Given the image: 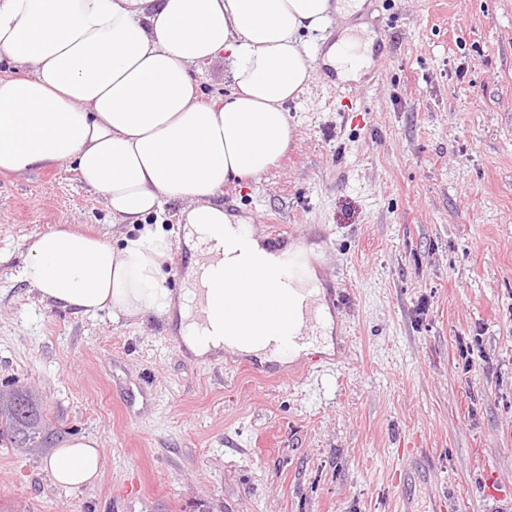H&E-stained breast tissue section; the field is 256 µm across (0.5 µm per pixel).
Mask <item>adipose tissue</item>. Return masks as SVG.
<instances>
[{"instance_id": "adipose-tissue-1", "label": "adipose tissue", "mask_w": 512, "mask_h": 512, "mask_svg": "<svg viewBox=\"0 0 512 512\" xmlns=\"http://www.w3.org/2000/svg\"><path fill=\"white\" fill-rule=\"evenodd\" d=\"M362 8V0H0V58L12 65L0 75V172L74 161L113 218L143 226L117 249L66 225L33 239L23 279L41 301L80 314L105 310L116 320H177L197 357L230 351L284 364L300 356L266 339L293 329L280 315L290 301L281 260H299L297 285L308 288L314 271L307 249L270 248L213 197L232 178L266 173L287 150L286 105L313 69L300 32H323L332 17ZM371 54V41L344 34L325 63L349 79L369 66ZM219 57L234 91L218 106L200 101L191 70ZM170 202L184 204L186 224L208 235L238 225L265 259L230 283L223 267L213 268L207 303L220 335L195 334V289L176 297L163 284L171 240L144 219ZM47 466L59 486L93 484L98 444L66 440Z\"/></svg>"}]
</instances>
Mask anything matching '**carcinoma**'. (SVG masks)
<instances>
[{"instance_id": "1", "label": "carcinoma", "mask_w": 512, "mask_h": 512, "mask_svg": "<svg viewBox=\"0 0 512 512\" xmlns=\"http://www.w3.org/2000/svg\"><path fill=\"white\" fill-rule=\"evenodd\" d=\"M11 401L0 404V439L13 448H37L47 438L43 418L28 388L13 385L6 389Z\"/></svg>"}]
</instances>
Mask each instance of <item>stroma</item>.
<instances>
[{
	"label": "stroma",
	"mask_w": 512,
	"mask_h": 512,
	"mask_svg": "<svg viewBox=\"0 0 512 512\" xmlns=\"http://www.w3.org/2000/svg\"><path fill=\"white\" fill-rule=\"evenodd\" d=\"M345 27L373 55L340 83L316 55ZM300 38L315 62L286 154L214 200L313 248L342 297L332 350L317 368L197 358L153 315L40 302L30 239L67 225L117 248L139 227L72 163L0 174V388L27 386L48 428L41 447L0 444V512H512V0H365ZM192 76L202 101L233 92L223 60ZM182 209L146 219L172 241L174 293ZM71 437L99 445L93 485L60 487L46 464Z\"/></svg>",
	"instance_id": "stroma-1"
}]
</instances>
